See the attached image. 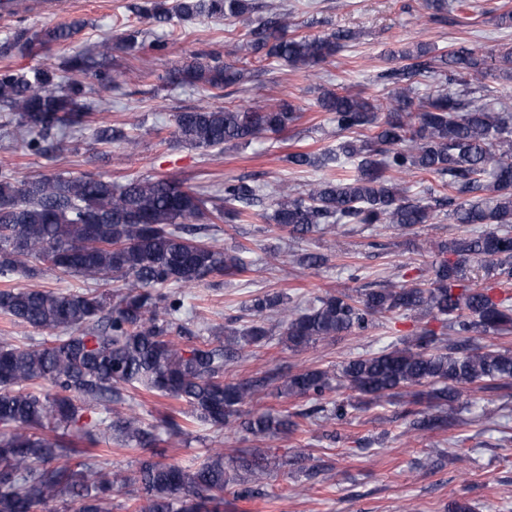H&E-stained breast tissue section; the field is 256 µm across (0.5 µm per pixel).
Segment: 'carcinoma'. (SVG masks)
Listing matches in <instances>:
<instances>
[{
    "instance_id": "1",
    "label": "carcinoma",
    "mask_w": 512,
    "mask_h": 512,
    "mask_svg": "<svg viewBox=\"0 0 512 512\" xmlns=\"http://www.w3.org/2000/svg\"><path fill=\"white\" fill-rule=\"evenodd\" d=\"M255 0H143L138 11L158 24L177 19L248 21ZM86 22L73 19L15 32L9 49L37 56L72 42ZM288 14L278 12L248 29L246 55L286 67H312L357 37L338 29L327 35L289 33ZM117 42L128 50L144 43L143 31L127 28ZM112 43L74 50L59 62L30 68L0 67V126L27 135L25 147L41 153L59 133H82L94 111L92 87L116 79L102 63ZM407 64L380 78L394 85L384 100L360 92L323 89L318 107L350 136L336 149L296 151V168L335 164L340 173L321 178L306 192H274L273 211H256L265 187L224 181V196L208 197L167 177L115 185L102 176L69 173L16 176L0 167V278H36L48 270L87 283L81 290L5 286L0 314L40 338L17 345L0 341V512H52L69 499L76 512H112V491L133 487L128 512H224V490L261 483L268 454L252 448L226 462L224 450L202 462L165 460L162 439L130 407L127 390L142 389L188 406L184 422L168 421L173 436L196 422L217 430L242 429L262 438L298 430L297 419L332 425L351 410L383 400L424 396L426 407L407 411V432L424 435L459 427L464 390L512 387V350L487 349L479 340L512 331V111L490 103L485 79L493 71L512 80V48L478 56L465 47L432 54L425 44L398 52ZM246 79L238 62L205 55L170 70L166 83L222 91ZM435 84L425 96L418 80ZM300 118L284 102L197 107L174 115L176 139L192 148L245 146L279 133ZM437 179L448 195L413 194L406 177ZM448 207L456 224H478L468 237L439 244V258L418 280L391 279L378 288L316 296L304 305L283 292L244 302L249 325L218 327L197 336L180 316L179 288H190L248 271L250 248L209 245L190 230L200 219L270 220L294 238L337 226L362 229L391 224L410 229L436 219ZM484 272L479 282L471 273ZM123 283L122 291L94 288ZM424 312L448 328H424L414 337L358 356L339 367L224 381V372L251 349L276 343L297 351L342 334L365 330L378 317ZM276 318L278 332L269 327ZM281 381L280 393L312 405L273 414L255 407L261 390ZM344 388L345 401L327 395ZM105 416L85 420V410ZM113 436L123 445L150 448L133 475L105 471L79 448L83 438Z\"/></svg>"
}]
</instances>
